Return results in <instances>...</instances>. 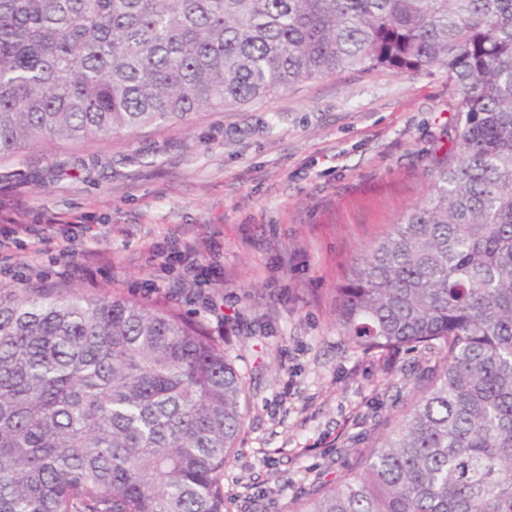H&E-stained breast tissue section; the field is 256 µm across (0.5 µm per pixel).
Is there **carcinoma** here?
Wrapping results in <instances>:
<instances>
[{
    "mask_svg": "<svg viewBox=\"0 0 512 512\" xmlns=\"http://www.w3.org/2000/svg\"><path fill=\"white\" fill-rule=\"evenodd\" d=\"M442 68L429 193L336 288L364 353L437 372L294 512H512V0H0V156L189 127L346 69ZM245 390L165 302L0 289V512H224Z\"/></svg>",
    "mask_w": 512,
    "mask_h": 512,
    "instance_id": "carcinoma-1",
    "label": "carcinoma"
}]
</instances>
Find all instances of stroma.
<instances>
[{
  "instance_id": "stroma-1",
  "label": "stroma",
  "mask_w": 512,
  "mask_h": 512,
  "mask_svg": "<svg viewBox=\"0 0 512 512\" xmlns=\"http://www.w3.org/2000/svg\"><path fill=\"white\" fill-rule=\"evenodd\" d=\"M456 102L439 69L346 71L185 130L2 157L0 218L24 211L44 242L20 236L0 288L173 304L246 381L224 512H288L359 466L433 364L354 348L336 287L426 194ZM175 231L205 243L206 282L162 263Z\"/></svg>"
}]
</instances>
